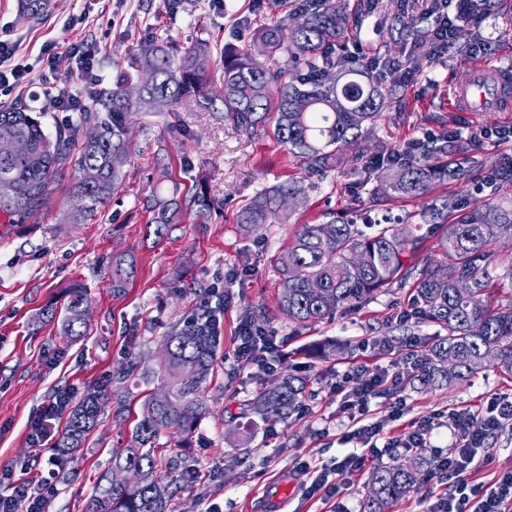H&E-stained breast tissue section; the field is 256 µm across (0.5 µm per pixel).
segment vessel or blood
<instances>
[{"instance_id":"b4317fda","label":"vessel or blood","mask_w":512,"mask_h":512,"mask_svg":"<svg viewBox=\"0 0 512 512\" xmlns=\"http://www.w3.org/2000/svg\"><path fill=\"white\" fill-rule=\"evenodd\" d=\"M449 98L458 112H512V62L472 69L452 81Z\"/></svg>"}]
</instances>
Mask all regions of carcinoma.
<instances>
[{"label":"carcinoma","mask_w":512,"mask_h":512,"mask_svg":"<svg viewBox=\"0 0 512 512\" xmlns=\"http://www.w3.org/2000/svg\"><path fill=\"white\" fill-rule=\"evenodd\" d=\"M326 2L299 0L295 12L305 17L301 27L277 20L255 29L253 43L267 52L287 54L288 77L265 69L248 50L224 53L221 67L213 70L210 44L194 43L176 57L168 42L151 39L139 45L136 57L138 75L152 76L141 95L127 96L134 80L123 72L112 88L89 93L85 111L53 138L42 129L41 113L26 107L0 108V137L22 138L29 145L22 157H0V215L11 220L39 211L54 197L57 174L70 164L82 173L72 197L81 204V211L94 213L123 184V167L112 166L111 158L128 145L130 114L160 112L164 107L171 112L191 95L204 109L220 101L226 116L255 136L273 120L274 136L311 174L342 166L344 150L380 119L388 93L366 72L328 54L329 47L347 39L353 27L336 7H323ZM52 7V0H21L26 16L42 15ZM495 8L496 0H459L458 12L470 22L492 14ZM272 85L276 86L274 98L270 96ZM90 123L99 126V136L95 141H82L80 154L73 160L64 142ZM446 152L448 138L437 137L424 141L411 161L384 156L378 165L366 164L364 169L373 172L397 166L389 182L390 197L423 199L444 175L434 159ZM88 169L95 172L91 181L83 177ZM287 195L297 206L305 201V189L290 180L254 195L240 211L238 223L255 231L263 228L277 215ZM151 209L152 223L160 231L179 223L183 204L156 193ZM449 211L458 212L451 224L447 223ZM490 213L496 215L499 234L512 237V203L490 206L448 201L435 209L431 217L444 221L436 242L444 259L426 256L421 267L407 263L408 257L422 254L426 241L417 227L404 233L393 224H368L363 230L349 220L304 224L278 258L280 272L290 285L288 296L280 298V309L296 325L308 326L339 309L369 301L382 288L411 280L414 315L448 330V336L427 354L421 375L426 383L463 381L489 358L496 360L502 373L512 376V299L498 304L493 298L497 275L490 250L492 237L485 231ZM134 274L132 261L122 255L112 258V293L124 294ZM88 302L86 289L74 288L64 314L48 317L57 320L61 335L85 336L88 323L83 311ZM163 342L165 351L157 367L129 363L108 382L72 401L64 415L54 447L65 454L85 446L106 409L112 410L116 421L133 419L129 443L112 454V468L131 471L135 481L115 485L109 475H103L94 487L90 512H171L172 493L162 487L156 472L176 469L177 460L159 453L157 441L164 432L172 437L191 433L207 413L203 389L213 371L218 341L208 327L186 322L164 336ZM131 379L138 388L161 382L165 400L159 402L148 394L141 402L140 415L133 416L135 395L113 389ZM305 388V381L284 377L277 387L261 391L250 410L266 422L285 420L298 407ZM420 481L418 470L399 463L375 468L362 512H394Z\"/></svg>","instance_id":"1"}]
</instances>
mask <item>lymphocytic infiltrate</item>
I'll return each instance as SVG.
<instances>
[{"instance_id": "lymphocytic-infiltrate-1", "label": "lymphocytic infiltrate", "mask_w": 512, "mask_h": 512, "mask_svg": "<svg viewBox=\"0 0 512 512\" xmlns=\"http://www.w3.org/2000/svg\"><path fill=\"white\" fill-rule=\"evenodd\" d=\"M238 339L235 357L241 367L266 368L280 356V342L262 327L242 325ZM398 380V373L362 363L351 364L341 374L335 391L343 400L348 436L359 443L360 449L339 461L338 469L355 474L385 455L395 457L406 451L431 449L435 429L432 419H412L409 431L387 437L383 434L384 422L374 419L370 412L371 401L396 390ZM70 399V390L62 389L42 407L31 424L30 438L35 446L52 443L56 424ZM449 420L456 447L434 459L431 475L439 489L430 495L425 512H512V471L499 474L487 484L472 481L484 465L480 449L486 437L512 425V398L492 397L484 412L459 409L450 413ZM61 463L56 454H49L45 460L47 474L36 488L13 479L11 471L0 472V478L11 483L10 494L0 496V512H47L48 502L56 493L54 475Z\"/></svg>"}]
</instances>
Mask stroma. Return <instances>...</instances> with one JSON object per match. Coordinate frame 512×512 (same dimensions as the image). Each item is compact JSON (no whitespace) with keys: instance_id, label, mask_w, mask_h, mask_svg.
Returning a JSON list of instances; mask_svg holds the SVG:
<instances>
[{"instance_id":"1","label":"stroma","mask_w":512,"mask_h":512,"mask_svg":"<svg viewBox=\"0 0 512 512\" xmlns=\"http://www.w3.org/2000/svg\"><path fill=\"white\" fill-rule=\"evenodd\" d=\"M359 16L360 40L338 42L336 56L362 45L365 57L393 62L382 83L397 92L368 135L348 148L341 169L311 175L274 137H257L236 129L222 106L209 110L193 102L173 112L132 113L126 181L118 193L98 206L93 217H75L68 192L77 173L67 167L58 177L48 208L35 217L0 224V468H21V477L38 485L44 457L29 438L31 421L55 392L69 388L83 397L128 361L153 367L169 328L188 318L213 284L226 280L231 298L214 373L205 388L208 415L185 437H161L182 468L200 473L183 483L174 512H325L326 505L305 498L291 473L300 460L330 469L349 512H361L370 471L350 474L334 464L356 448L340 422V399L331 391L350 361L397 364L403 374L400 394L409 417L429 416L453 408L477 410L493 394L512 395V377L486 361L467 380L426 385L419 365L446 331L422 320L397 318L408 306L411 286L392 287L355 310H342L315 325L299 328L283 315L278 302L282 281L275 263L304 224L329 217L364 213L376 221L418 224L423 211L446 199L493 203L512 198V186L488 183L502 157L512 156V141L493 130L512 126V112L471 114L454 111L448 79L478 63H496L512 46V0H500L496 13L481 22L462 24L441 56L425 47L435 24L425 5L411 0H332ZM170 12L166 0H55L39 19L24 18L19 0H0V37L18 41L19 55L40 70V49L81 45L93 57L85 73L73 61L57 91L82 92L87 83L111 87L130 70L141 42L161 37L175 50L206 41L232 50L249 48L250 33L283 11H270L268 0H182ZM413 74L403 82L402 70ZM489 130V138L471 139L472 131ZM428 134L449 135L455 142L449 159L465 163L470 181L437 183L423 199H393L375 206L384 183L363 168L362 158L402 152ZM301 181L306 203L283 211L262 231H249L237 215L256 190L289 179ZM185 198L195 194L211 201V210L183 213L180 223L157 231L149 202L153 191ZM134 260L136 272L122 296L108 280L113 256ZM87 288L90 330L74 341L62 336L47 310H63L69 288ZM263 313V327L288 342V357L267 370H245L234 360L242 323ZM306 380L308 413L259 424L245 440L244 410L260 389L284 376ZM128 424L104 416L84 448L68 456L58 472L57 491L48 512H88L93 487L112 467L113 451L126 447Z\"/></svg>"}]
</instances>
